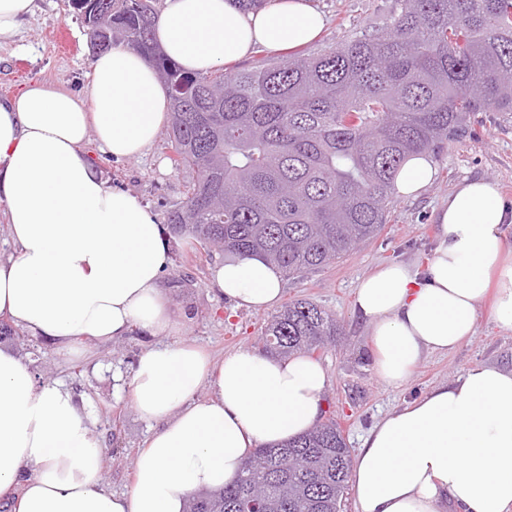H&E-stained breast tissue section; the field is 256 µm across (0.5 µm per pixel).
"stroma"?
<instances>
[{
	"label": "stroma",
	"mask_w": 512,
	"mask_h": 512,
	"mask_svg": "<svg viewBox=\"0 0 512 512\" xmlns=\"http://www.w3.org/2000/svg\"><path fill=\"white\" fill-rule=\"evenodd\" d=\"M312 3L325 14L327 27L319 40L303 48L306 56L323 53L360 31H386L396 0ZM93 58L85 27L69 0H35L34 12L19 36L0 46V101L20 94L35 81L80 91ZM85 151L97 175L135 195L162 225L197 177L192 169L172 167L171 148L162 135L137 160L114 161L93 139ZM435 166V179L417 199L396 198L391 220L376 238L338 263L284 282L283 302L310 300L334 315L343 327L336 345L317 352L315 358L329 373L324 415L336 419L353 451L360 448L380 417L434 385L479 364L512 369V331L500 329L484 309L472 339L452 353L425 358L405 386L387 387L375 378L367 349L368 328L351 309L356 285L382 263L424 261L434 244V213L447 201L449 192L464 181H496L507 207L512 208V114H477L466 134L446 145ZM168 243L169 263L162 286L175 312L173 333L151 337L134 329L126 336L91 341L71 351L32 336L15 347L37 378L62 382L84 399L90 423L109 450L103 460V474L107 488L115 493L128 490L137 449L160 428L159 422L141 418L130 403L141 353L156 345L190 342L218 358L230 350L255 347L271 316L267 310L233 308L215 295L209 285V269L216 254L185 236H169Z\"/></svg>",
	"instance_id": "35a3bbf8"
}]
</instances>
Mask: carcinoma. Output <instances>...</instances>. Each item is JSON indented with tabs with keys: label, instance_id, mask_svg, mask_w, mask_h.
Listing matches in <instances>:
<instances>
[{
	"label": "carcinoma",
	"instance_id": "carcinoma-1",
	"mask_svg": "<svg viewBox=\"0 0 512 512\" xmlns=\"http://www.w3.org/2000/svg\"><path fill=\"white\" fill-rule=\"evenodd\" d=\"M87 32L147 57L170 91L169 160L197 179L168 232L294 276L337 262L389 222L395 177L412 155L439 154L476 112H512V0H396L380 34L356 33L317 56L286 55L220 77L188 73L153 41L152 0H72ZM335 317L294 300L261 331L262 350L311 354ZM350 448L336 421L247 457L234 484L186 512H336Z\"/></svg>",
	"mask_w": 512,
	"mask_h": 512
}]
</instances>
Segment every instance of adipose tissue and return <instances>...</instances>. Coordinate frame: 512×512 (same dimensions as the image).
I'll return each mask as SVG.
<instances>
[{"label": "adipose tissue", "mask_w": 512, "mask_h": 512, "mask_svg": "<svg viewBox=\"0 0 512 512\" xmlns=\"http://www.w3.org/2000/svg\"><path fill=\"white\" fill-rule=\"evenodd\" d=\"M325 17L310 0H162L155 37L191 73L285 54L314 41ZM168 88L135 50L95 56L75 93L44 82L0 101V204L14 251L0 257V318L70 350L88 341L155 336L174 313L162 287L167 246L153 212L107 185L83 147L96 138L115 160L143 156L169 119ZM436 170L410 158L397 189L417 197ZM512 210L495 182L457 187L436 213L424 263L393 261L356 287L377 380L408 383L428 354L472 338L480 307L512 330ZM212 289L236 308L278 305L281 272L258 256H225ZM329 386L305 355L241 348L212 361L178 344L146 350L131 387L137 413L162 426L140 448L127 492L101 476V440L81 400L36 382L0 347V506L8 512H185L189 497L234 483L249 452L319 422ZM357 512H512V370L476 365L377 421L351 462Z\"/></svg>", "instance_id": "adipose-tissue-1"}]
</instances>
